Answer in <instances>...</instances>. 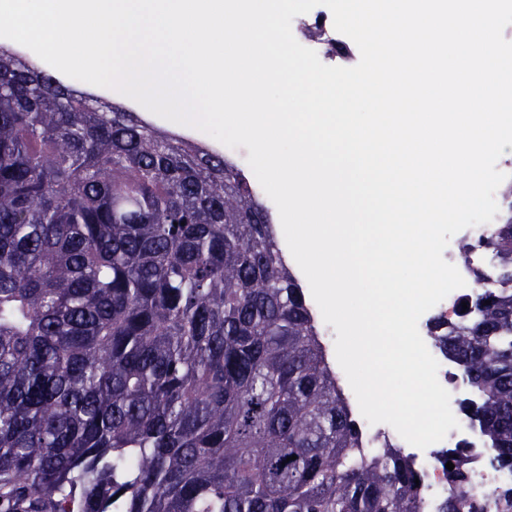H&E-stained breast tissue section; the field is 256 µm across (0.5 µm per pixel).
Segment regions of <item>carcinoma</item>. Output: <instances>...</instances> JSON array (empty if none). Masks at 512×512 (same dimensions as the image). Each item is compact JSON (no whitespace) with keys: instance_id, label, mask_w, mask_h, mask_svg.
Wrapping results in <instances>:
<instances>
[{"instance_id":"obj_1","label":"carcinoma","mask_w":512,"mask_h":512,"mask_svg":"<svg viewBox=\"0 0 512 512\" xmlns=\"http://www.w3.org/2000/svg\"><path fill=\"white\" fill-rule=\"evenodd\" d=\"M479 245L495 274L429 332L512 471V200ZM424 492L401 449L365 447L238 168L0 47V512H422ZM437 512H512V487L476 496L455 468Z\"/></svg>"}]
</instances>
